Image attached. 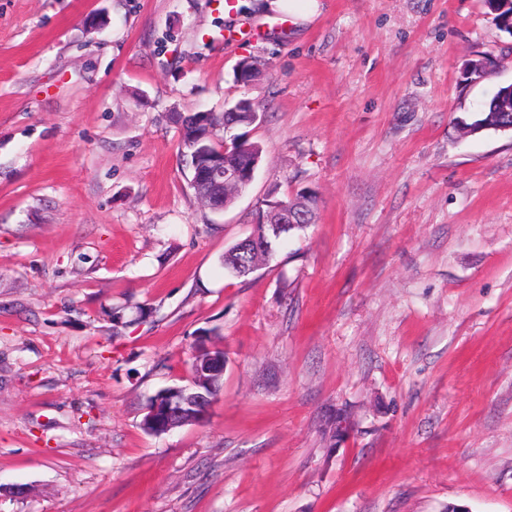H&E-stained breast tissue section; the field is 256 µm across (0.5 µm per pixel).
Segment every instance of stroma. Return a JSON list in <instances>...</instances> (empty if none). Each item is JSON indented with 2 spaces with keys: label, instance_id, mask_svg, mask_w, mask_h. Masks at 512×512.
<instances>
[{
  "label": "stroma",
  "instance_id": "35a3bbf8",
  "mask_svg": "<svg viewBox=\"0 0 512 512\" xmlns=\"http://www.w3.org/2000/svg\"><path fill=\"white\" fill-rule=\"evenodd\" d=\"M233 2L0 0V512H512V133L460 129L512 36L482 0H320L282 31ZM243 96L262 160L215 212L169 115ZM303 188L313 223L225 273ZM209 331L208 417L148 434ZM294 199H303L306 201L308 208L305 211L307 216L305 222L311 224L313 222L314 206L316 202L315 193L311 189L304 188L297 191L294 198L288 197V195L283 198H278L274 195L271 200L288 205V203H291ZM300 215L301 212L297 211L296 208H287L283 205H271L269 210L263 214L261 223L255 224L254 231L251 233L256 237L258 245L254 249L250 266L243 268L238 263L240 240L225 250L223 258L224 270L234 276L245 277L253 273L260 264L267 265L274 258L275 246L280 240L307 227L308 224L290 225L300 224L297 222Z\"/></svg>",
  "mask_w": 512,
  "mask_h": 512
}]
</instances>
